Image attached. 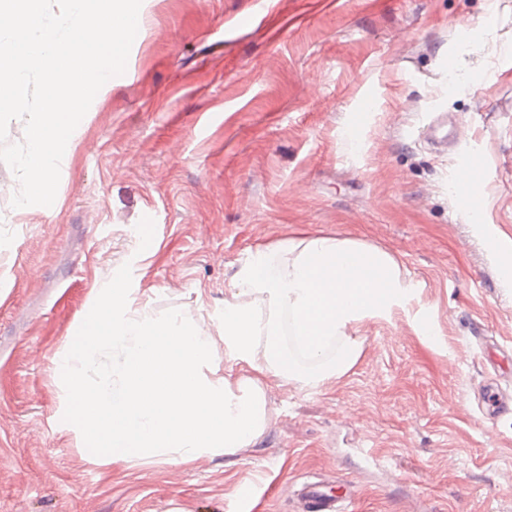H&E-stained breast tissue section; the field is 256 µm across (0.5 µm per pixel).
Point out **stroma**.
I'll use <instances>...</instances> for the list:
<instances>
[{
  "label": "stroma",
  "instance_id": "stroma-1",
  "mask_svg": "<svg viewBox=\"0 0 512 512\" xmlns=\"http://www.w3.org/2000/svg\"><path fill=\"white\" fill-rule=\"evenodd\" d=\"M253 2L146 0L137 76L95 96L54 204L0 195V512H296L316 481L348 512H512V414L474 403L495 375L475 330L512 345V0L492 25L489 0H273L262 29L231 27ZM439 112L458 123L442 151L422 134ZM472 159L479 227L457 196ZM298 232L386 250L418 286L359 326L347 375L268 379L265 431L231 455L114 466L79 443L55 360L99 288L120 275L195 320L249 249Z\"/></svg>",
  "mask_w": 512,
  "mask_h": 512
}]
</instances>
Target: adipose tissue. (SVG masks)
Segmentation results:
<instances>
[{"mask_svg":"<svg viewBox=\"0 0 512 512\" xmlns=\"http://www.w3.org/2000/svg\"><path fill=\"white\" fill-rule=\"evenodd\" d=\"M416 286L387 251L351 238L292 237L251 250L215 324L134 307L122 277L99 292L57 371L70 384L86 447L119 465L177 453L231 454L263 434L265 382L318 390L362 355L364 321L407 310ZM290 318L300 357L282 332ZM242 373L221 372L214 334Z\"/></svg>","mask_w":512,"mask_h":512,"instance_id":"adipose-tissue-1","label":"adipose tissue"}]
</instances>
